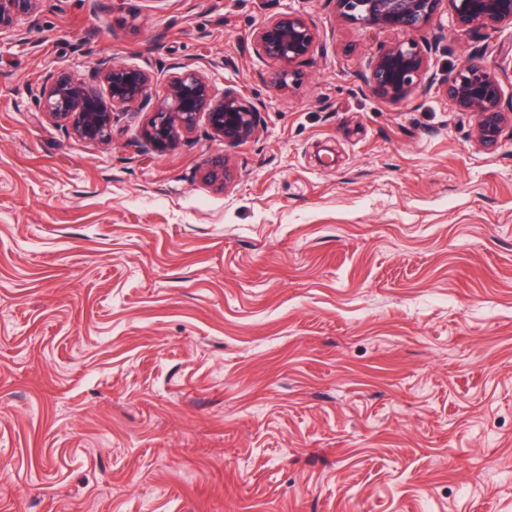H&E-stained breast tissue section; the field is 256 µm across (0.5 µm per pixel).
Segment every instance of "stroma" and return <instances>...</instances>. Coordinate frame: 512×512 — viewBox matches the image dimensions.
<instances>
[{"label": "stroma", "instance_id": "1", "mask_svg": "<svg viewBox=\"0 0 512 512\" xmlns=\"http://www.w3.org/2000/svg\"><path fill=\"white\" fill-rule=\"evenodd\" d=\"M313 52L286 94L250 44ZM0 37V512H512V137L476 150L443 93L512 26L423 37L432 86L366 91L404 33L333 0H42ZM185 63L263 107L226 151L93 145L39 119L99 54ZM251 42L256 55L275 66L274 85L286 93L300 79L295 66L312 52L315 34L302 15L283 13L261 24ZM234 171L229 156L224 152L222 155L211 159L208 166L202 173V179L212 185L224 189L233 180Z\"/></svg>", "mask_w": 512, "mask_h": 512}]
</instances>
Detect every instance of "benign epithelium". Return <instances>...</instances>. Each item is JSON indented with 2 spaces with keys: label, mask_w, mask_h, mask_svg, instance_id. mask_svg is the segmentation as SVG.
I'll return each instance as SVG.
<instances>
[{
  "label": "benign epithelium",
  "mask_w": 512,
  "mask_h": 512,
  "mask_svg": "<svg viewBox=\"0 0 512 512\" xmlns=\"http://www.w3.org/2000/svg\"><path fill=\"white\" fill-rule=\"evenodd\" d=\"M41 0H0V35L17 34L19 18L33 14ZM447 4L460 30L512 25V0H336L340 15L374 30L397 28L407 38L379 49L372 59L365 86L375 96L391 101L409 97L428 71V55L436 46L421 43L415 33L430 25L439 5ZM254 52L275 66L273 82L288 92L299 80L296 65L315 45L308 21L283 13L261 24L252 34ZM164 85L163 93L155 92ZM444 92L456 111L472 121L476 148H495L506 133L512 134V100L504 101L501 84L486 66L470 62L445 81ZM132 119L144 115L142 146L165 155L193 134L200 118L210 133L236 147L252 140L262 124L263 109L234 88L216 95L208 78L189 64L150 71L117 65L101 56L91 79L65 71L45 76L39 96L40 117L64 128L89 144L112 142L116 113ZM227 154L215 156L202 179L221 188L233 180Z\"/></svg>",
  "instance_id": "1"
}]
</instances>
